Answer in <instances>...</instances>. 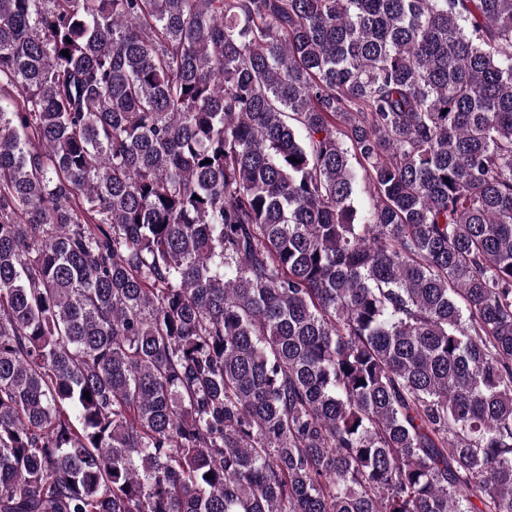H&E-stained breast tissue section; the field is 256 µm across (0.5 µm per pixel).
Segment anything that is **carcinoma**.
Listing matches in <instances>:
<instances>
[{"label":"carcinoma","mask_w":512,"mask_h":512,"mask_svg":"<svg viewBox=\"0 0 512 512\" xmlns=\"http://www.w3.org/2000/svg\"><path fill=\"white\" fill-rule=\"evenodd\" d=\"M0 512H512V0H0Z\"/></svg>","instance_id":"1"}]
</instances>
